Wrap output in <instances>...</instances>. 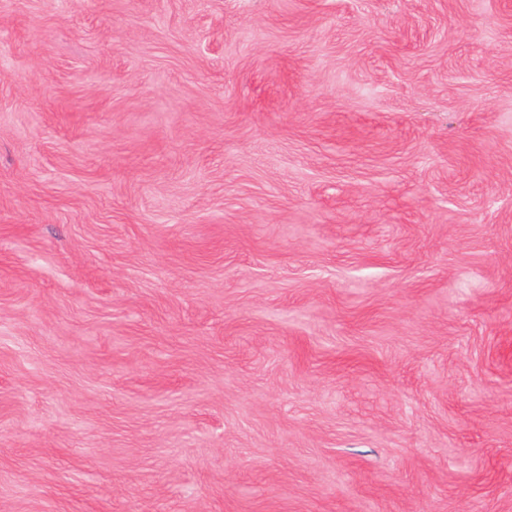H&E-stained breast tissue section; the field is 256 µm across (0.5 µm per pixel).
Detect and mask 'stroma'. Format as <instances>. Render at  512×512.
I'll use <instances>...</instances> for the list:
<instances>
[{
  "label": "stroma",
  "mask_w": 512,
  "mask_h": 512,
  "mask_svg": "<svg viewBox=\"0 0 512 512\" xmlns=\"http://www.w3.org/2000/svg\"><path fill=\"white\" fill-rule=\"evenodd\" d=\"M0 512H512V0H0Z\"/></svg>",
  "instance_id": "35a3bbf8"
}]
</instances>
